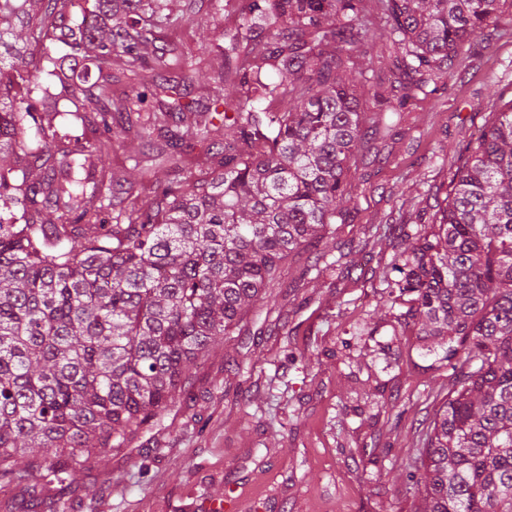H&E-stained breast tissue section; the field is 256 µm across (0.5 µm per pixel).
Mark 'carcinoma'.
Wrapping results in <instances>:
<instances>
[{
  "instance_id": "obj_1",
  "label": "carcinoma",
  "mask_w": 512,
  "mask_h": 512,
  "mask_svg": "<svg viewBox=\"0 0 512 512\" xmlns=\"http://www.w3.org/2000/svg\"><path fill=\"white\" fill-rule=\"evenodd\" d=\"M363 0H258L222 33L237 96L199 108L167 75L212 53L159 48L160 0H96L69 24L73 0H0V44L18 62L51 36L26 78L0 69V480L64 490L76 466L124 447L163 418L200 355L240 329L280 265L335 233L350 162L377 114L360 110L336 47L361 36ZM503 0H381L387 39L404 46L399 85L466 66L469 43L499 24ZM262 24L270 44L252 45ZM92 68L93 81L81 71ZM37 100H11L15 86ZM289 97L282 112L269 102ZM78 124L75 139L56 120ZM190 123L208 143L189 169L174 150ZM134 131L183 178L132 200L126 174L96 165L117 130ZM427 233L387 281L418 326L420 349L456 361L420 458L417 512H512V98L490 113L450 170Z\"/></svg>"
}]
</instances>
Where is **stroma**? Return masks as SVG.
Returning <instances> with one entry per match:
<instances>
[{"instance_id":"obj_1","label":"stroma","mask_w":512,"mask_h":512,"mask_svg":"<svg viewBox=\"0 0 512 512\" xmlns=\"http://www.w3.org/2000/svg\"><path fill=\"white\" fill-rule=\"evenodd\" d=\"M252 0H199L194 25H162L157 45L185 49L231 30ZM362 35L343 44L362 110L379 115L360 143L334 236L294 252L245 319L187 373L158 424L125 448L84 463L73 512H414L411 476L427 426L451 388V362L420 350L396 321L385 272L400 225L428 224L448 194V163L512 95V7L472 40L478 61L404 97L399 47L379 0ZM348 265H337L339 255Z\"/></svg>"}]
</instances>
